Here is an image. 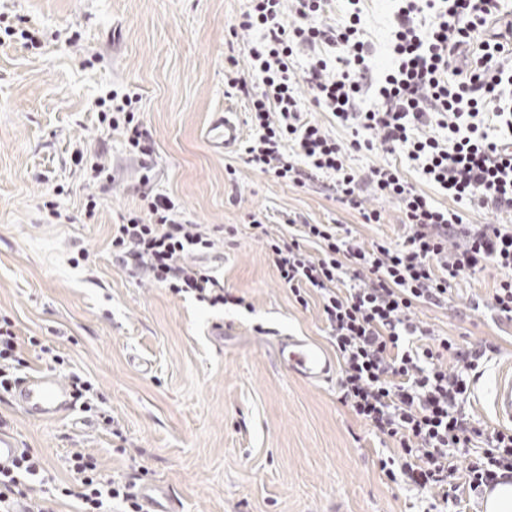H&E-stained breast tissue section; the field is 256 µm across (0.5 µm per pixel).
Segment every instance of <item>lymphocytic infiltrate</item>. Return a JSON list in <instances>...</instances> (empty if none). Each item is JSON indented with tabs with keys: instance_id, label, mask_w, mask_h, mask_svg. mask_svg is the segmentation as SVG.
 I'll return each instance as SVG.
<instances>
[{
	"instance_id": "lymphocytic-infiltrate-1",
	"label": "lymphocytic infiltrate",
	"mask_w": 512,
	"mask_h": 512,
	"mask_svg": "<svg viewBox=\"0 0 512 512\" xmlns=\"http://www.w3.org/2000/svg\"><path fill=\"white\" fill-rule=\"evenodd\" d=\"M324 0H250L238 27L259 30L243 51L251 76L228 74L246 98L253 135L244 148L252 169L302 187L318 175L335 179L336 199L358 210L364 223L382 214L364 206L365 191L395 200L407 233L402 241L364 242L340 224L290 223L264 242L279 279L298 303L307 291L321 300V317L336 351L340 401L351 415L395 448L381 472L440 501L459 505L464 493L512 481V427L491 428L466 409L484 364L499 350L469 346L421 321V306L440 307L464 275L494 266L502 276L489 306L512 323V225L472 224L431 204L389 165L354 170L353 151H402L430 183L453 201L492 213L512 212V13L502 0H398L392 15L393 56L384 76L369 64L361 10L350 5L335 23L317 18ZM309 67L290 74L295 50ZM341 51L331 68L328 50ZM310 95L302 100L297 83ZM371 108H363L365 96ZM138 92L111 93L97 102L98 123L123 136L140 166L132 193L141 205L112 227V263L128 277L145 278L176 295L210 306L233 297L219 279L196 265L195 253L215 248L219 229L187 218L154 185L155 142L140 117ZM327 112L353 133L341 144L310 107ZM444 137L434 136L433 128ZM51 365L65 360L34 336L20 335L0 316V396L11 392L27 349ZM74 483L54 484L41 457L22 449L0 468V512L27 501L28 512H57L60 501H80L82 512H105L121 501L140 512L139 474L115 479L97 459L72 452Z\"/></svg>"
}]
</instances>
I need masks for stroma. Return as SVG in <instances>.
I'll return each instance as SVG.
<instances>
[{"instance_id":"1","label":"stroma","mask_w":512,"mask_h":512,"mask_svg":"<svg viewBox=\"0 0 512 512\" xmlns=\"http://www.w3.org/2000/svg\"><path fill=\"white\" fill-rule=\"evenodd\" d=\"M248 0H0V11L24 20L41 48L0 45V314L24 336L46 340L64 358L58 375L84 374L103 396L121 431L98 428L74 411L34 421L11 403L0 417L22 447L33 449L55 481L72 483L67 459L94 455L102 472L122 477L148 470L178 499L181 512H425L431 493L391 482L379 459L394 443L380 440L338 400L336 383L314 386L282 368L280 336L325 343L320 298L307 305L281 285L273 259L251 224L278 227L296 217L345 224L370 241L404 234L393 200L367 196L379 224L333 199L323 183L300 188L247 166L239 151L218 154L203 140L214 113L247 121L243 98L227 94L224 71L248 73L232 51L246 33L232 28ZM373 58L391 55L393 0H362ZM140 93L141 116L156 146V184L200 224L235 227L215 251L195 261L223 280L244 305L212 307L149 280L128 278L112 264L111 227L137 206L129 190L140 169L123 138L97 121L95 103L108 91ZM107 149L116 180L87 186L71 153ZM362 169L391 164L435 206L452 207L447 192L426 180L404 154L352 153ZM235 175H228V168ZM95 193L98 210L82 204ZM53 200L71 217L58 224L42 211ZM500 278L494 266L464 276L448 307L417 314L436 333L478 345L498 343L474 386L467 410L494 419L486 390L512 358V324L487 309ZM229 330L215 344L209 328ZM143 449L134 458L120 443Z\"/></svg>"}]
</instances>
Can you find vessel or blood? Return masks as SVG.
Wrapping results in <instances>:
<instances>
[{
	"mask_svg": "<svg viewBox=\"0 0 512 512\" xmlns=\"http://www.w3.org/2000/svg\"><path fill=\"white\" fill-rule=\"evenodd\" d=\"M242 125L234 113L220 112L205 132L213 150L227 152L241 141ZM276 354L288 373L316 384L331 380L335 361L319 343L299 336H281ZM13 399L29 418L55 420L75 410L76 402L69 385L52 371L26 374L16 384ZM488 404L498 424L512 426V360L498 368L488 389ZM143 512H181L179 502L163 484H143L140 492Z\"/></svg>",
	"mask_w": 512,
	"mask_h": 512,
	"instance_id": "obj_1",
	"label": "vessel or blood"
}]
</instances>
